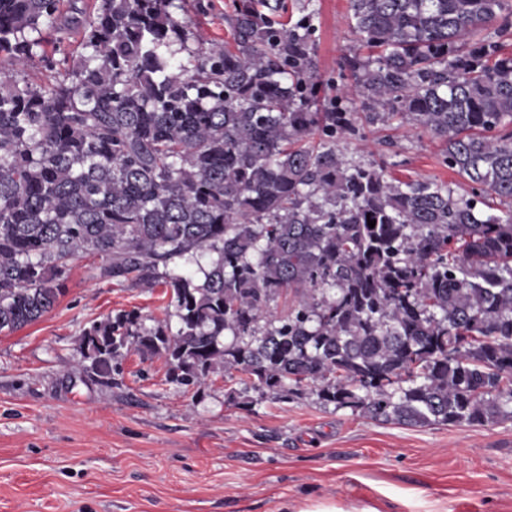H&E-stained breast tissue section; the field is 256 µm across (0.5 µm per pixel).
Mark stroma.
I'll return each instance as SVG.
<instances>
[{
	"label": "stroma",
	"instance_id": "stroma-1",
	"mask_svg": "<svg viewBox=\"0 0 512 512\" xmlns=\"http://www.w3.org/2000/svg\"><path fill=\"white\" fill-rule=\"evenodd\" d=\"M232 5L183 0L179 15L193 37L228 46ZM285 5L278 21L292 30L309 23L306 79L318 88L314 111H327L354 83L345 60L360 45L348 0ZM80 40L64 23L44 30L43 51L58 64L33 65L26 79L62 78L60 61ZM353 123L346 160L469 190L428 130L361 113ZM94 264L74 260L50 312L0 333V512H512V419L407 426L311 394L262 392L234 370L185 385L132 346L111 383L87 374L76 353L84 327L123 311L161 320L167 303L162 288L93 278Z\"/></svg>",
	"mask_w": 512,
	"mask_h": 512
}]
</instances>
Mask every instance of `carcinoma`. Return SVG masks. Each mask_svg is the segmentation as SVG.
<instances>
[{
  "instance_id": "carcinoma-1",
  "label": "carcinoma",
  "mask_w": 512,
  "mask_h": 512,
  "mask_svg": "<svg viewBox=\"0 0 512 512\" xmlns=\"http://www.w3.org/2000/svg\"><path fill=\"white\" fill-rule=\"evenodd\" d=\"M264 2L236 4L234 49L180 59L177 0H94L64 78L34 85L63 0H0V332L92 256L101 280L164 288L177 318L92 322L77 352L98 377L133 342L187 385L223 367L371 419H511L512 55L462 53L508 32L505 0H349L369 56L346 59L344 96L441 139L469 195L348 163L352 113L310 111L308 38Z\"/></svg>"
}]
</instances>
